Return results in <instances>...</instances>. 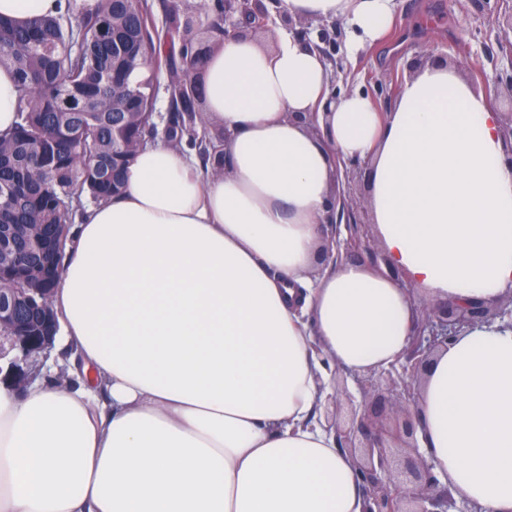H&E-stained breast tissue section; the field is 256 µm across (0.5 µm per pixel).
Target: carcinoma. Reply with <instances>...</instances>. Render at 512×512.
<instances>
[{
  "label": "carcinoma",
  "mask_w": 512,
  "mask_h": 512,
  "mask_svg": "<svg viewBox=\"0 0 512 512\" xmlns=\"http://www.w3.org/2000/svg\"><path fill=\"white\" fill-rule=\"evenodd\" d=\"M157 26L153 0H65L52 18L24 25L0 17V66L18 89L17 124L0 133V251L30 237L38 224L52 230L0 264L3 288H51L62 268L76 218L86 200L107 203L118 195L125 168L157 136L154 74L170 72V116L164 136L186 140L206 159L217 156L213 139L198 138L203 51L186 0H164Z\"/></svg>",
  "instance_id": "carcinoma-1"
}]
</instances>
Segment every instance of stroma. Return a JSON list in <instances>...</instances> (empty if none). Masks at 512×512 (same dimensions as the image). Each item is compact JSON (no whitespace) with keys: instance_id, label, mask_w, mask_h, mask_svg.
I'll use <instances>...</instances> for the list:
<instances>
[{"instance_id":"35a3bbf8","label":"stroma","mask_w":512,"mask_h":512,"mask_svg":"<svg viewBox=\"0 0 512 512\" xmlns=\"http://www.w3.org/2000/svg\"><path fill=\"white\" fill-rule=\"evenodd\" d=\"M393 24L377 43L355 56L337 51L341 22L306 19V40L326 53L335 91L361 88L387 110L411 63L424 54L443 58L481 89L498 112L512 110V0H396ZM364 377H334L336 394L321 408L323 419L347 422L351 408L370 405Z\"/></svg>"}]
</instances>
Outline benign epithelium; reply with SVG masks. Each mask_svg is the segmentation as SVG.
<instances>
[{
	"mask_svg": "<svg viewBox=\"0 0 512 512\" xmlns=\"http://www.w3.org/2000/svg\"><path fill=\"white\" fill-rule=\"evenodd\" d=\"M270 15L260 0H224V31L242 25L264 29ZM339 211L329 214L330 237L340 243V225L352 224L353 204L341 194ZM49 294L47 288L0 289V361H7L3 380L21 390L37 376V367L53 348L55 318L51 307L36 298ZM512 318L508 304L484 309L467 300L446 302L423 310L415 323L405 355L408 377L394 398L375 394L377 408L355 410L349 428L336 427L340 444L359 449L357 460L361 486L371 507L368 512H448V490L439 482L414 444L413 408L423 369L432 355L448 346L455 336L475 324H490L497 317ZM405 448V465L389 468L395 449Z\"/></svg>",
	"mask_w": 512,
	"mask_h": 512,
	"instance_id": "1",
	"label": "benign epithelium"
}]
</instances>
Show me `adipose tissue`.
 <instances>
[{"label":"adipose tissue","mask_w":512,"mask_h":512,"mask_svg":"<svg viewBox=\"0 0 512 512\" xmlns=\"http://www.w3.org/2000/svg\"><path fill=\"white\" fill-rule=\"evenodd\" d=\"M382 39L395 0H282ZM217 170L158 140L122 194L74 225L51 296L78 385L0 383V512H365L358 469L318 412L326 364L403 361L416 297L512 293V166L497 110L454 68L405 77L388 112L334 95L290 35L226 34L204 64ZM369 162L388 271L324 253L336 163ZM417 445L441 486L512 512V327L479 324L433 358Z\"/></svg>","instance_id":"obj_1"}]
</instances>
